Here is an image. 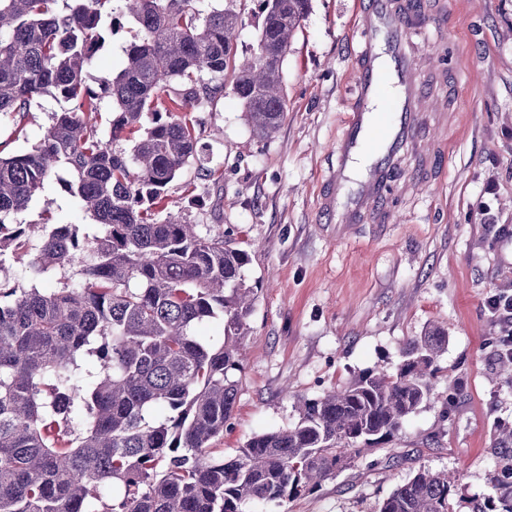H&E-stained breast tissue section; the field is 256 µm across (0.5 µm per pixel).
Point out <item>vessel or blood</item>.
I'll use <instances>...</instances> for the list:
<instances>
[{
    "label": "vessel or blood",
    "instance_id": "obj_1",
    "mask_svg": "<svg viewBox=\"0 0 512 512\" xmlns=\"http://www.w3.org/2000/svg\"><path fill=\"white\" fill-rule=\"evenodd\" d=\"M357 13L354 103L342 120L321 203L340 224L379 209L399 151L418 137L425 96L405 49L418 22L413 0H358Z\"/></svg>",
    "mask_w": 512,
    "mask_h": 512
}]
</instances>
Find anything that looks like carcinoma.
Segmentation results:
<instances>
[{
	"label": "carcinoma",
	"instance_id": "obj_1",
	"mask_svg": "<svg viewBox=\"0 0 512 512\" xmlns=\"http://www.w3.org/2000/svg\"><path fill=\"white\" fill-rule=\"evenodd\" d=\"M122 2L140 37L96 90L88 68L113 32L112 0H0V117L44 94L70 103L37 144L0 153V253L43 228L4 219L54 176L99 229L81 237L54 224L29 263L35 281L78 262L79 282L0 281V512H244L310 494L400 434L433 390L448 336L435 327L401 348L394 372L364 371L300 400L293 426L252 436L228 460L213 448L233 418L257 288L248 254L183 223L166 193L188 163H209L196 113L224 92L228 68L253 133L276 132L283 65L311 0H262L256 49L240 62L230 9ZM207 320L224 322L218 346L196 336ZM493 483L491 498L456 499L448 474L423 470L377 512H512V482Z\"/></svg>",
	"mask_w": 512,
	"mask_h": 512
}]
</instances>
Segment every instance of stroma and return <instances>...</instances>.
<instances>
[{
	"label": "stroma",
	"mask_w": 512,
	"mask_h": 512,
	"mask_svg": "<svg viewBox=\"0 0 512 512\" xmlns=\"http://www.w3.org/2000/svg\"><path fill=\"white\" fill-rule=\"evenodd\" d=\"M418 3L439 18L406 39L429 89L426 121L401 154L382 214L365 213L340 235L335 213L319 207L339 118L353 101L356 0H312L284 66L278 131L255 137L225 83L200 128L214 176L192 163L168 189L167 207L184 222L230 229L258 288L233 424L216 442L225 457L252 435L296 423L299 399L362 371L394 370L400 347L429 327L448 334L432 394L397 438L314 493L245 512H376L422 468L448 472L463 496L493 493L499 430L512 427V375L499 372L496 353L502 326L486 308L491 295L512 296V0ZM211 4L238 14V54L250 55L261 0ZM114 29L89 69L93 83L111 79L137 32L122 16ZM68 107L48 94L0 121V151L30 148ZM46 216L84 233L92 222L54 183L17 220Z\"/></svg>",
	"instance_id": "35a3bbf8"
}]
</instances>
